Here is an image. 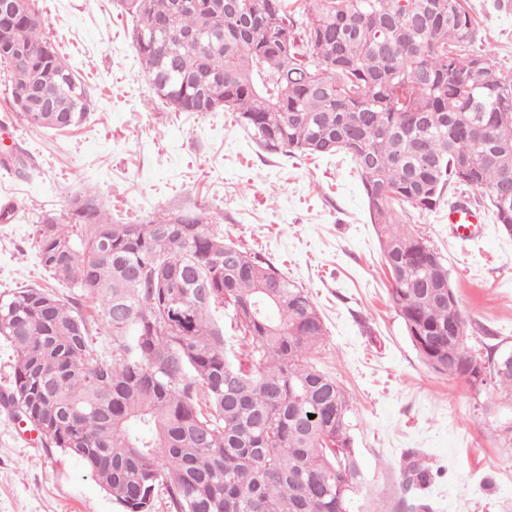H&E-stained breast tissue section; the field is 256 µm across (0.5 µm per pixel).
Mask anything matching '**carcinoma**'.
<instances>
[{
  "mask_svg": "<svg viewBox=\"0 0 512 512\" xmlns=\"http://www.w3.org/2000/svg\"><path fill=\"white\" fill-rule=\"evenodd\" d=\"M123 5L144 32L135 48L152 91L174 111L234 112L266 150L350 156L421 361L512 394V366H498L512 353L468 348L441 253L403 223L404 208L431 210L455 184L512 225V73L461 53L479 35L466 0ZM45 27L38 0H0V64L23 120L70 129L87 96ZM82 198L81 210L37 220L40 263L75 297L38 287L0 298V337L16 354L0 402L44 426L46 444L124 512H151L160 489L170 512H349L351 408L312 363L326 333L305 289L196 207L114 224L98 196ZM82 297L100 302L95 318ZM217 305L240 313L238 358L209 325ZM93 323L110 360L93 349ZM401 474L409 489L432 471L414 457Z\"/></svg>",
  "mask_w": 512,
  "mask_h": 512,
  "instance_id": "carcinoma-1",
  "label": "carcinoma"
}]
</instances>
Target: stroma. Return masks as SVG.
I'll return each mask as SVG.
<instances>
[{"mask_svg":"<svg viewBox=\"0 0 512 512\" xmlns=\"http://www.w3.org/2000/svg\"><path fill=\"white\" fill-rule=\"evenodd\" d=\"M479 39L512 72V0H469ZM45 35L90 99L83 121L64 132L33 127L9 104L0 76V150L24 153L25 175L0 167V296L51 278L36 249L35 218L66 214L74 197L99 196L117 224L159 211L200 208L226 240L270 260L307 290L326 327L316 364L349 398L359 466L350 512H407L418 497L431 512H512V396L494 381L475 388L430 370L418 357L390 299L382 252L362 182L350 157L269 152L231 112H174L156 101L132 43L135 20L121 0H39ZM483 204L474 188H449L434 209L405 222L442 253L467 321L471 349L512 351V235L495 220L470 240L447 222L458 201ZM0 412V512H121L83 465ZM429 464L425 487L405 490L400 466Z\"/></svg>","mask_w":512,"mask_h":512,"instance_id":"1","label":"stroma"}]
</instances>
